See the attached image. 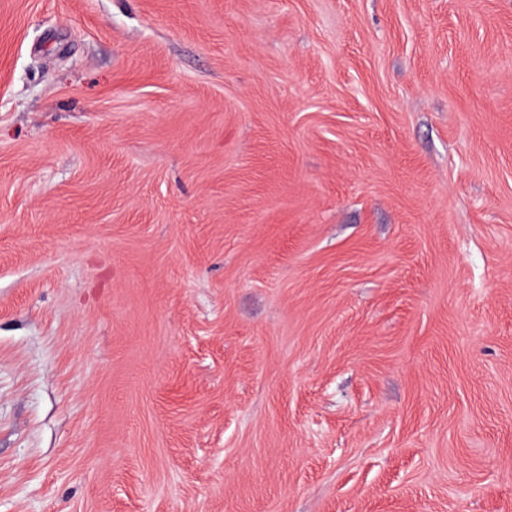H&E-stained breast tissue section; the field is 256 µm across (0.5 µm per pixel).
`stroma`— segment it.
I'll return each instance as SVG.
<instances>
[{"label":"stroma","instance_id":"obj_1","mask_svg":"<svg viewBox=\"0 0 512 512\" xmlns=\"http://www.w3.org/2000/svg\"><path fill=\"white\" fill-rule=\"evenodd\" d=\"M0 512H512V0H0Z\"/></svg>","mask_w":512,"mask_h":512}]
</instances>
